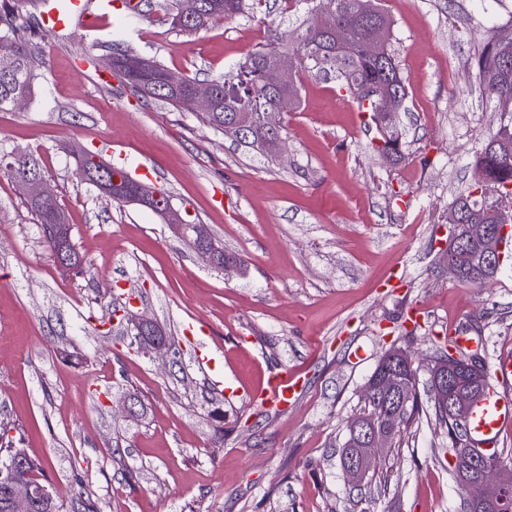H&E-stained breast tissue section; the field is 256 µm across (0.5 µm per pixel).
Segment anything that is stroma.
<instances>
[{
  "label": "stroma",
  "mask_w": 512,
  "mask_h": 512,
  "mask_svg": "<svg viewBox=\"0 0 512 512\" xmlns=\"http://www.w3.org/2000/svg\"><path fill=\"white\" fill-rule=\"evenodd\" d=\"M389 46L409 86L405 162L370 147L354 100L335 80L299 83L285 147L234 144L201 113L105 82L103 40L38 32L43 60L25 108L0 112V151L39 158L83 255L63 271L44 247L16 181L0 169V428L45 464L59 494L82 483L100 512H461L452 457L435 419L415 422L386 458L385 490L347 485L339 450L379 358L405 348L428 390L435 340L458 327L492 363L512 351V264L474 288L448 272V207L512 111L483 101L474 61L512 29V0H381ZM295 28L281 0L196 33L162 14L136 22L132 54L200 80L230 72L266 23ZM146 166L192 224L240 269L217 270L150 210L115 204L78 176L72 149ZM224 193L223 205L213 200ZM402 287H387L392 266ZM136 296V314L180 336L204 323L224 390L190 347L176 359L102 327ZM426 319L408 335L403 314ZM303 373L283 413L246 398L270 369ZM134 402V414L123 405Z\"/></svg>",
  "instance_id": "stroma-1"
}]
</instances>
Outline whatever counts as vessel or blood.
<instances>
[{
	"label": "vessel or blood",
	"mask_w": 512,
	"mask_h": 512,
	"mask_svg": "<svg viewBox=\"0 0 512 512\" xmlns=\"http://www.w3.org/2000/svg\"><path fill=\"white\" fill-rule=\"evenodd\" d=\"M40 7L46 30L97 34L111 28L115 4L113 0H41ZM492 372L496 382L472 406L468 429L476 448L486 456L496 457L501 453L504 432L512 428V353L499 354ZM304 389L299 371L284 366L249 390L247 396L264 410L281 412L299 400Z\"/></svg>",
	"instance_id": "b4317fda"
}]
</instances>
